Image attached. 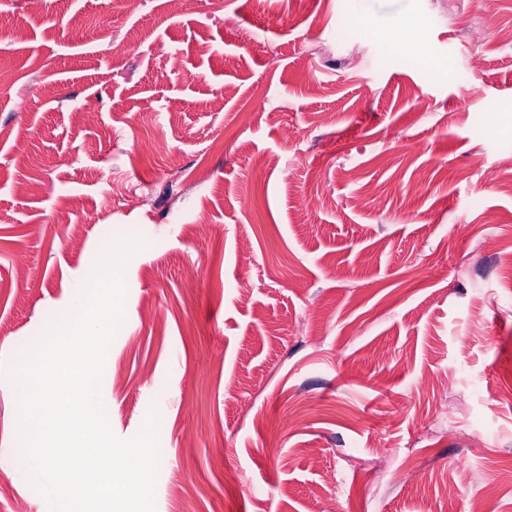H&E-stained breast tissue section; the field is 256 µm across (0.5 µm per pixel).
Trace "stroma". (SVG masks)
I'll return each instance as SVG.
<instances>
[{
	"mask_svg": "<svg viewBox=\"0 0 512 512\" xmlns=\"http://www.w3.org/2000/svg\"><path fill=\"white\" fill-rule=\"evenodd\" d=\"M502 28L512 0H0V370L138 235L101 393L123 439L159 411L156 512H512ZM17 429L0 390V512H49Z\"/></svg>",
	"mask_w": 512,
	"mask_h": 512,
	"instance_id": "stroma-1",
	"label": "stroma"
}]
</instances>
